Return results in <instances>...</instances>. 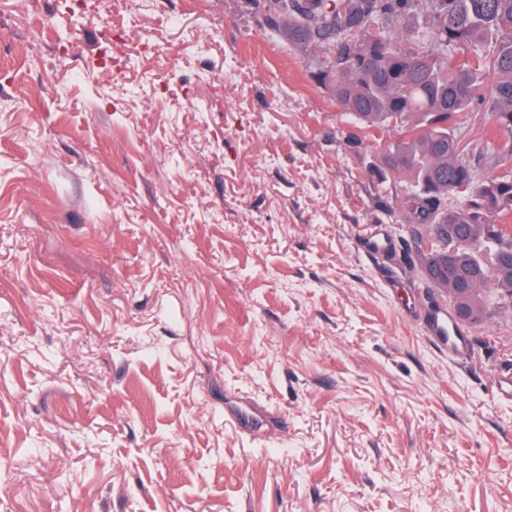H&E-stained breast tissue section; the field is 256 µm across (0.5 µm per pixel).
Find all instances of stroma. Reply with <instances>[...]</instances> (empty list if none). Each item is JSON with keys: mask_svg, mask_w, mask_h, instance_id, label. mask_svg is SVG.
<instances>
[{"mask_svg": "<svg viewBox=\"0 0 512 512\" xmlns=\"http://www.w3.org/2000/svg\"><path fill=\"white\" fill-rule=\"evenodd\" d=\"M314 70L249 0H0V512H512V315L407 317L396 135Z\"/></svg>", "mask_w": 512, "mask_h": 512, "instance_id": "stroma-1", "label": "stroma"}]
</instances>
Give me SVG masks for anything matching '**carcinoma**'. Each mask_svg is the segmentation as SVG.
Masks as SVG:
<instances>
[{
	"mask_svg": "<svg viewBox=\"0 0 512 512\" xmlns=\"http://www.w3.org/2000/svg\"><path fill=\"white\" fill-rule=\"evenodd\" d=\"M272 35L315 49L318 77L350 119L395 130L381 164L405 178L409 211L461 242L419 251L421 273L447 269L430 282L448 305L482 322L512 306V173L481 181L456 151L469 115L486 112L482 152L512 158V0H250ZM496 75L487 93L480 85Z\"/></svg>",
	"mask_w": 512,
	"mask_h": 512,
	"instance_id": "cac0c4a2",
	"label": "carcinoma"
}]
</instances>
